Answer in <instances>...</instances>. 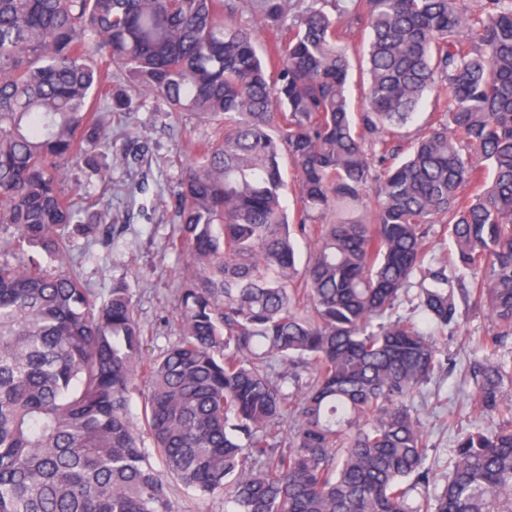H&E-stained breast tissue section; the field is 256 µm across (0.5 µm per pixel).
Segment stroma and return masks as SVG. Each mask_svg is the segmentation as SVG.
<instances>
[{"instance_id":"stroma-1","label":"stroma","mask_w":512,"mask_h":512,"mask_svg":"<svg viewBox=\"0 0 512 512\" xmlns=\"http://www.w3.org/2000/svg\"><path fill=\"white\" fill-rule=\"evenodd\" d=\"M112 125L139 136L126 147L127 162L113 163L98 173L82 163L66 171L67 184L87 187L99 209L112 215L111 223L97 225L92 234L73 232L71 256L83 281L98 293H107L116 280L130 284L147 350L154 353L178 334L176 292L185 260L167 246L179 222L178 180L190 159V142L207 138L214 130L190 115L158 111L149 102L113 119ZM488 327L486 317L473 314L464 330L442 340L444 353L456 366L451 374L433 378L425 397L412 401L428 435L436 475L447 473L453 440L458 430L471 425L469 396L458 390L457 383L470 361L479 359L476 339Z\"/></svg>"}]
</instances>
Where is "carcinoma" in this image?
Masks as SVG:
<instances>
[{"label": "carcinoma", "instance_id": "1", "mask_svg": "<svg viewBox=\"0 0 512 512\" xmlns=\"http://www.w3.org/2000/svg\"><path fill=\"white\" fill-rule=\"evenodd\" d=\"M241 8L0 0V512H176L174 483L235 512H512V0H252L250 25ZM132 87L216 125L168 238L187 257L179 333L147 361L129 283L102 297L70 261L69 226L112 216L63 186L112 151ZM433 90L439 117L405 149ZM460 298L491 322L472 371L485 423L417 497L433 468L409 402ZM353 68L352 82L349 88V97L352 109L358 112L362 105L360 85L362 82V68L365 69V62L363 61L362 51L360 54H355L351 60Z\"/></svg>", "mask_w": 512, "mask_h": 512}]
</instances>
